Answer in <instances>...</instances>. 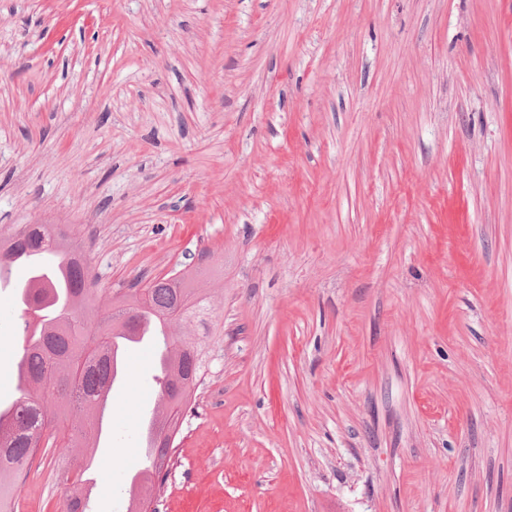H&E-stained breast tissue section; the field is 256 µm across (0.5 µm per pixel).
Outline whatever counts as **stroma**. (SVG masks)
<instances>
[{"instance_id": "35a3bbf8", "label": "stroma", "mask_w": 512, "mask_h": 512, "mask_svg": "<svg viewBox=\"0 0 512 512\" xmlns=\"http://www.w3.org/2000/svg\"><path fill=\"white\" fill-rule=\"evenodd\" d=\"M216 318L157 512H512V0H0V231ZM18 309L0 288V401ZM138 353L93 455L127 512ZM54 450L14 512H61Z\"/></svg>"}]
</instances>
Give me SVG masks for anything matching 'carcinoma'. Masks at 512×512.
Returning <instances> with one entry per match:
<instances>
[{"label": "carcinoma", "mask_w": 512, "mask_h": 512, "mask_svg": "<svg viewBox=\"0 0 512 512\" xmlns=\"http://www.w3.org/2000/svg\"><path fill=\"white\" fill-rule=\"evenodd\" d=\"M25 252L59 257L65 266L51 272L28 273L40 287L17 289L24 336L18 361L26 383L15 385L12 430L0 433V504L14 492L15 481L41 448L61 449L64 482L70 495L63 512H91L85 498L88 472L85 459H72L69 449L93 450L99 436L96 404L111 375L115 341L138 327L129 328L123 314L133 309L135 291L112 297L103 308L90 299V263L70 229L59 224H18L8 236L0 234V269L15 263ZM145 305L139 321L149 320L165 332L167 376L154 390L158 406L156 431L184 413L188 400L173 401L177 390L187 393L204 379L201 348L185 341L182 332L198 325L206 328L213 313L207 295L192 286L187 276L155 277L144 285ZM151 470L136 496L143 505L154 480L163 472L169 449L153 445Z\"/></svg>", "instance_id": "1"}]
</instances>
